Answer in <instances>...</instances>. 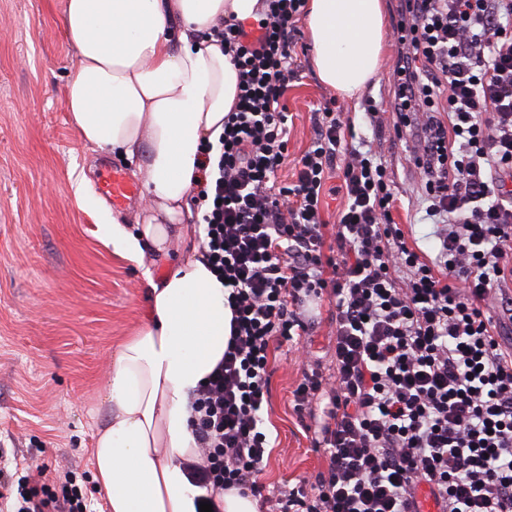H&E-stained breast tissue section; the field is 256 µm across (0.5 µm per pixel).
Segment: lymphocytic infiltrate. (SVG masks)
<instances>
[{
  "label": "lymphocytic infiltrate",
  "instance_id": "1",
  "mask_svg": "<svg viewBox=\"0 0 512 512\" xmlns=\"http://www.w3.org/2000/svg\"><path fill=\"white\" fill-rule=\"evenodd\" d=\"M403 2L394 129L420 131L430 255L392 218L387 167L348 150L351 122L331 107L292 183L275 181L307 0H262L253 31L216 32L238 93L197 197L202 249L233 316L223 360L191 395L193 484L264 497L272 353L309 331L312 308H335L334 375L305 369L294 391L298 412L322 405L313 444L327 467L264 497L266 512H420L424 497L436 512H512V0ZM336 166L346 203L328 235ZM497 290L499 322L483 311ZM17 492L16 512H92L69 472Z\"/></svg>",
  "mask_w": 512,
  "mask_h": 512
}]
</instances>
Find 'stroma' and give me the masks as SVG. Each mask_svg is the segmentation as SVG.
Masks as SVG:
<instances>
[{"instance_id": "obj_1", "label": "stroma", "mask_w": 512, "mask_h": 512, "mask_svg": "<svg viewBox=\"0 0 512 512\" xmlns=\"http://www.w3.org/2000/svg\"><path fill=\"white\" fill-rule=\"evenodd\" d=\"M64 10L65 0H0V463L17 480L45 465L90 482L108 362L143 320L146 274L160 275L179 255L163 258L149 247L138 263L114 255L98 238L100 215L75 199L78 180L93 186L104 169L130 174L137 163L93 151L69 122L63 96L77 60ZM397 56L386 39L381 70L364 90L383 114L385 126L376 132L360 121L363 96L338 97L320 82L308 34H298L297 77L283 98L288 158L277 181L292 182L314 137V112L335 100L393 174L395 223L411 226L413 241L426 250L432 228L424 218L422 175L410 158V137L393 129ZM333 316L332 305L323 304L312 335L273 353L261 412L273 445L259 476L267 491L326 469L312 443L317 421L295 411L292 393L305 368L303 352L332 375Z\"/></svg>"}]
</instances>
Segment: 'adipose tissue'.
Instances as JSON below:
<instances>
[{
  "instance_id": "ef3b65f1",
  "label": "adipose tissue",
  "mask_w": 512,
  "mask_h": 512,
  "mask_svg": "<svg viewBox=\"0 0 512 512\" xmlns=\"http://www.w3.org/2000/svg\"><path fill=\"white\" fill-rule=\"evenodd\" d=\"M258 0H67L64 26L79 60L64 107L93 149L138 158L149 195L135 227L99 225L115 254L138 262L144 246L168 256L190 237L184 209L207 144L217 143L237 95V73L213 30L256 19ZM307 30L319 80L346 97L377 74L383 0H310ZM149 288L145 318L116 350L104 420L92 450L108 512H194L182 463L194 456L190 395L224 356L232 312L202 250Z\"/></svg>"
}]
</instances>
